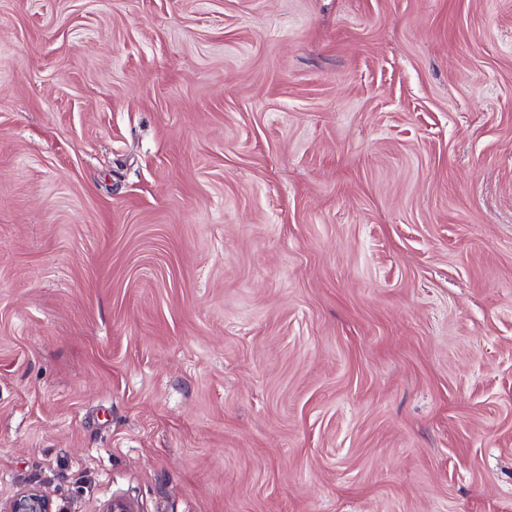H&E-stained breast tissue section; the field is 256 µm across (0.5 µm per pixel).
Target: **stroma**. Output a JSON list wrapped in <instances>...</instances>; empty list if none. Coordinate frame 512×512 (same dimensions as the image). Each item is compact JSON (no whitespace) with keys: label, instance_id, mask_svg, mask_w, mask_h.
Returning a JSON list of instances; mask_svg holds the SVG:
<instances>
[{"label":"stroma","instance_id":"1","mask_svg":"<svg viewBox=\"0 0 512 512\" xmlns=\"http://www.w3.org/2000/svg\"><path fill=\"white\" fill-rule=\"evenodd\" d=\"M512 512V0H0V504ZM51 498L39 487L18 491L1 512H54Z\"/></svg>","mask_w":512,"mask_h":512}]
</instances>
